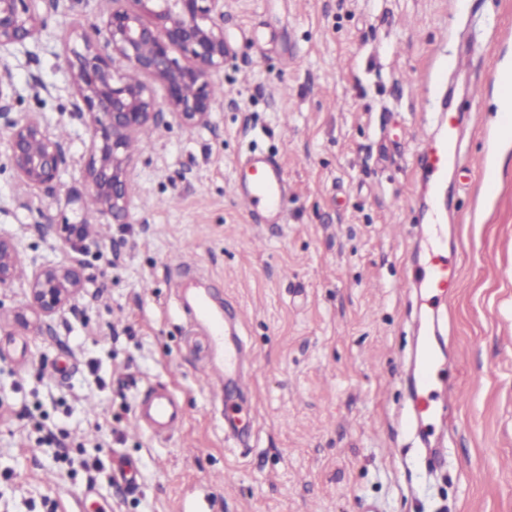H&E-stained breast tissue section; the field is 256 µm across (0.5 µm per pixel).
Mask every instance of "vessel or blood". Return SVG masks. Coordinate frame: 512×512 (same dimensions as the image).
I'll return each instance as SVG.
<instances>
[{"mask_svg":"<svg viewBox=\"0 0 512 512\" xmlns=\"http://www.w3.org/2000/svg\"><path fill=\"white\" fill-rule=\"evenodd\" d=\"M419 161L427 175L426 208L435 230L423 262L408 268L405 277L417 286V304L425 321V339L417 379L413 390L415 424L423 435H431L434 404L438 386L446 382L447 367L438 361L436 315L447 307L460 285V268L450 257L445 219L450 196L448 173L464 167L460 151L459 122L455 113H446L438 135L421 143ZM235 190L249 209L254 223L281 224L287 215L288 178L275 158L253 153L247 156L237 179ZM192 311L205 331L200 339L202 370L206 377L217 378L230 386L241 382L244 353L242 340L228 328L226 319L215 311L203 294H195ZM137 427L153 436L166 438L178 431L184 422L183 408L177 395L167 387L155 385L145 391L133 409Z\"/></svg>","mask_w":512,"mask_h":512,"instance_id":"b4317fda","label":"vessel or blood"}]
</instances>
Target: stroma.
Returning <instances> with one entry per match:
<instances>
[{"label": "stroma", "instance_id": "35a3bbf8", "mask_svg": "<svg viewBox=\"0 0 512 512\" xmlns=\"http://www.w3.org/2000/svg\"><path fill=\"white\" fill-rule=\"evenodd\" d=\"M108 10L44 0L41 34L7 58L10 117L39 115L67 163L31 202L0 119V235L26 260L0 288V512H180L206 491L210 512H512V122L499 119L512 0H224L235 54L208 123L167 113L138 138L128 214L92 216L83 288L22 322L29 260L67 259L44 217L81 216L60 204L84 191L89 146L66 49ZM463 49L469 67L449 68ZM447 92L472 167L448 178L460 286L438 323L456 396L439 402L432 467L407 423L422 330L402 280L427 227L414 157ZM255 150L288 172L285 223L252 224L235 194ZM180 254L214 304L244 312L239 439L198 371L202 328L183 304L197 287L167 266ZM156 384L185 413L164 440L132 419Z\"/></svg>", "mask_w": 512, "mask_h": 512}]
</instances>
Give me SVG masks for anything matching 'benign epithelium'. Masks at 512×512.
<instances>
[{
  "label": "benign epithelium",
  "mask_w": 512,
  "mask_h": 512,
  "mask_svg": "<svg viewBox=\"0 0 512 512\" xmlns=\"http://www.w3.org/2000/svg\"><path fill=\"white\" fill-rule=\"evenodd\" d=\"M42 0H0V60L35 38L43 29ZM104 44L82 36L83 47L66 56L76 90L74 111L89 117L90 145L85 163L87 194L97 198L99 214L119 219L126 215L131 158L128 141L143 127L162 117L153 88L129 81L131 68L159 83L164 104L188 128L208 123L215 104L212 73L224 68L227 48L218 20L224 0H109ZM10 162L23 183L37 189L54 183L66 163L64 145L45 129L40 116L11 120ZM63 248L86 253L92 245L87 219L55 224L46 219ZM21 263L19 241L0 236V287L12 283ZM27 282L29 307L51 317L83 288L78 267L50 260L32 261Z\"/></svg>",
  "instance_id": "7a95c632"
}]
</instances>
